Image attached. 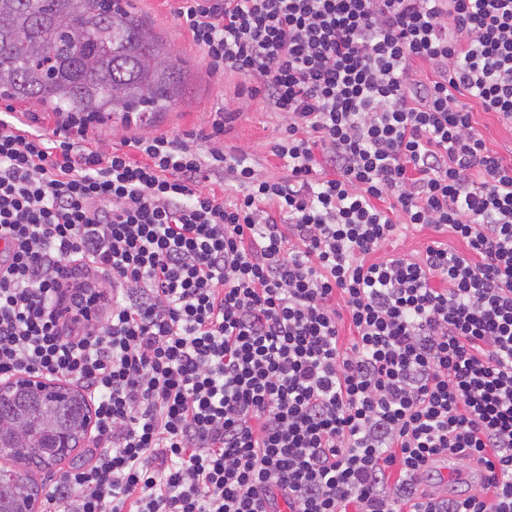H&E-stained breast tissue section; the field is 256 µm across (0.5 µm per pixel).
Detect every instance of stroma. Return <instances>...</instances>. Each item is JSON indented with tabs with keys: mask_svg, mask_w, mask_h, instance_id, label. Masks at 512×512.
Masks as SVG:
<instances>
[{
	"mask_svg": "<svg viewBox=\"0 0 512 512\" xmlns=\"http://www.w3.org/2000/svg\"><path fill=\"white\" fill-rule=\"evenodd\" d=\"M132 2L143 21L169 42L185 61L190 84L186 95L171 111L156 118L147 116L128 123L118 118L93 123L86 127L88 137L109 146L150 131L171 136L201 131L207 138L200 141V151L213 148L228 151L241 147L254 160L261 177L276 179L286 176L283 160L272 153L284 125L281 114L272 111L262 98L251 97L250 80L233 74L220 77L211 73L203 50L177 20L176 0ZM228 103L240 106L241 111L232 121L226 122L223 133H214L212 114ZM469 107L487 146L512 159V126L505 124L495 113L483 111L477 102H470Z\"/></svg>",
	"mask_w": 512,
	"mask_h": 512,
	"instance_id": "obj_1",
	"label": "stroma"
}]
</instances>
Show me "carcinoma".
Wrapping results in <instances>:
<instances>
[{
    "label": "carcinoma",
    "mask_w": 512,
    "mask_h": 512,
    "mask_svg": "<svg viewBox=\"0 0 512 512\" xmlns=\"http://www.w3.org/2000/svg\"><path fill=\"white\" fill-rule=\"evenodd\" d=\"M187 69L126 0H0V97L32 102L72 120H125L168 112L182 97ZM33 401L0 394V425L15 426ZM54 423L83 434L86 405L74 391L49 408ZM73 449L43 448L27 435L0 469V507L38 495L32 470L51 469Z\"/></svg>",
    "instance_id": "obj_1"
}]
</instances>
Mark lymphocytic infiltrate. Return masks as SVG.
Segmentation results:
<instances>
[{"label": "lymphocytic infiltrate", "instance_id": "lymphocytic-infiltrate-1", "mask_svg": "<svg viewBox=\"0 0 512 512\" xmlns=\"http://www.w3.org/2000/svg\"><path fill=\"white\" fill-rule=\"evenodd\" d=\"M177 16L282 114L287 177L0 113V377L95 405L53 512H512V161L461 101L512 121V0ZM409 224L464 248L373 260ZM448 461L467 490L436 491ZM17 387L31 388L47 395L55 396H60L58 393H56V390L65 388L64 385L47 382L45 379L39 376L30 374H16L5 381H0V393L15 389Z\"/></svg>", "mask_w": 512, "mask_h": 512}]
</instances>
